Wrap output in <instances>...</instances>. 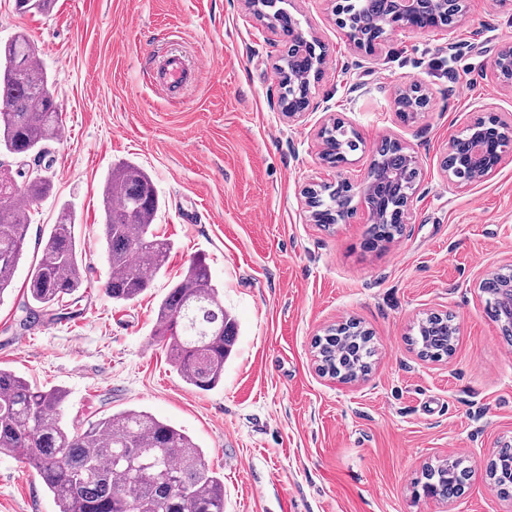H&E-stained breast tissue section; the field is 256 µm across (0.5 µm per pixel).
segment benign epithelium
Wrapping results in <instances>:
<instances>
[{"label": "benign epithelium", "instance_id": "1", "mask_svg": "<svg viewBox=\"0 0 512 512\" xmlns=\"http://www.w3.org/2000/svg\"><path fill=\"white\" fill-rule=\"evenodd\" d=\"M384 12L379 17L377 29L353 33L347 26L345 30L347 42L353 49L372 57L379 53L385 33H407L425 29L452 30L460 22L456 13L455 0H381ZM288 61L298 64L305 69L299 77L288 81V104H279L282 112L288 116V121L295 122L314 110L311 96V83L318 80L322 64L325 60V51L321 42L316 39H307L294 26L292 33L288 34ZM494 76L504 84L512 85V43L501 46L494 61ZM424 100L422 86L410 84L398 90L395 98L397 112L408 120L415 115ZM469 133L467 151L464 155L458 153V140L460 134L448 139L447 153L443 161V170L448 182L460 183L463 173L472 172V180L486 178L492 175L501 165L505 157L512 156V121L502 119L495 111L489 110L481 113L466 128ZM322 164L336 170V179L327 182L320 181L305 187L304 195L308 208L311 209V219H316L314 201L316 197L330 187H344L349 190V198L355 205L365 208L368 222L377 224L384 221L389 224L403 222L405 213L409 210L416 189L401 200V204L385 213L380 211L378 202L372 197V186L376 178L375 162H370L365 179L361 185H354L343 176L342 168L347 164V158L341 151H331L323 148L320 153ZM353 205V206H355ZM348 206V209H353ZM504 281L499 283V310L498 322L505 329L512 328V274H502Z\"/></svg>", "mask_w": 512, "mask_h": 512}]
</instances>
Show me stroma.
Returning a JSON list of instances; mask_svg holds the SVG:
<instances>
[{
  "label": "stroma",
  "instance_id": "obj_1",
  "mask_svg": "<svg viewBox=\"0 0 512 512\" xmlns=\"http://www.w3.org/2000/svg\"><path fill=\"white\" fill-rule=\"evenodd\" d=\"M466 5L452 31L389 35L370 59L337 26L336 0H283L326 51L315 110L291 123L274 69L288 37L246 0H55L25 15L0 0V42L23 32L35 43L65 130L46 157L53 190L34 206L26 254L0 297V367L65 390V420L137 408L184 429L224 474V512H269L277 498L287 512H512V492L487 475L512 444V337L478 287L512 269V156L480 181L454 185L442 170L449 136L483 109L512 116V87L492 72L512 42V7ZM169 46L203 63L175 93L147 81ZM411 83L428 101L406 122L395 95ZM336 119L359 136L352 183L384 140L419 160L393 242L368 246L360 212L328 228L309 218L304 187L334 175L317 131ZM122 160L153 178L155 228L173 249L150 289L117 305L104 289L101 194ZM64 207L85 282L59 319L26 328L28 273ZM198 256L239 324L224 381L209 392L186 385L151 336L160 300ZM432 312L457 328L439 362L408 341ZM349 319L376 354L368 375L345 382L318 373L313 342ZM456 458L473 472L461 495L425 498V467ZM0 512L56 506L29 465L0 457Z\"/></svg>",
  "mask_w": 512,
  "mask_h": 512
}]
</instances>
